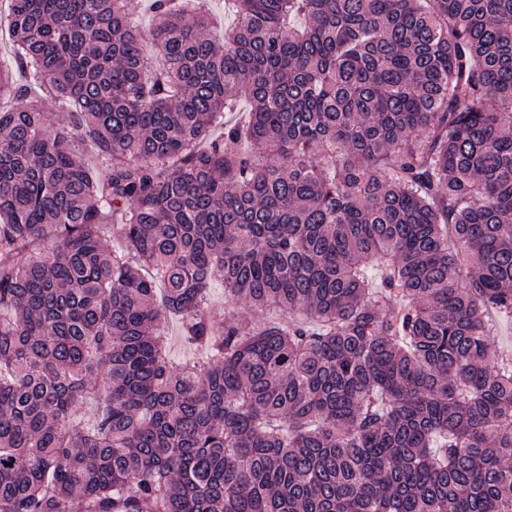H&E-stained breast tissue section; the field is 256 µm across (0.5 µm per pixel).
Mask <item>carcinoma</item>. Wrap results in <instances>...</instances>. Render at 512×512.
Instances as JSON below:
<instances>
[{
    "mask_svg": "<svg viewBox=\"0 0 512 512\" xmlns=\"http://www.w3.org/2000/svg\"><path fill=\"white\" fill-rule=\"evenodd\" d=\"M225 2L11 0L0 512H512V0ZM168 338L170 354L177 360H186L192 358L194 351L189 349L182 341L180 326L177 320L173 319L168 324Z\"/></svg>",
    "mask_w": 512,
    "mask_h": 512,
    "instance_id": "carcinoma-1",
    "label": "carcinoma"
}]
</instances>
